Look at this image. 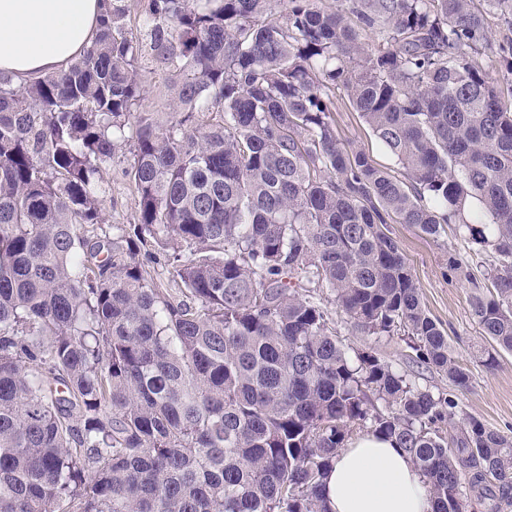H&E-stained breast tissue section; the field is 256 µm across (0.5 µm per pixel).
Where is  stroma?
Returning a JSON list of instances; mask_svg holds the SVG:
<instances>
[{
	"instance_id": "obj_1",
	"label": "stroma",
	"mask_w": 512,
	"mask_h": 512,
	"mask_svg": "<svg viewBox=\"0 0 512 512\" xmlns=\"http://www.w3.org/2000/svg\"><path fill=\"white\" fill-rule=\"evenodd\" d=\"M336 133L344 144L362 149L377 165L395 168V161L382 149L372 131L351 106L344 91L336 93ZM112 191L105 203L109 223H132L135 193L125 174L123 163L106 170ZM393 237L410 266L421 299L430 316L446 331L456 359L470 376V386L454 391L447 378L417 363L415 353L396 336L376 338L356 330L337 308L329 289H313L312 295L325 308L338 337L355 349L371 352L389 363L393 369L418 375L421 385L437 393H455L458 417H475L501 434L512 436V352H500L494 368H487L475 356L484 339L470 315L468 281L454 276L448 269L452 255L466 258L477 281H484L489 260L488 251L460 237L455 225H445L440 237L432 239L407 224H391Z\"/></svg>"
}]
</instances>
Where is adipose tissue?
I'll return each instance as SVG.
<instances>
[{
  "instance_id": "obj_1",
  "label": "adipose tissue",
  "mask_w": 512,
  "mask_h": 512,
  "mask_svg": "<svg viewBox=\"0 0 512 512\" xmlns=\"http://www.w3.org/2000/svg\"><path fill=\"white\" fill-rule=\"evenodd\" d=\"M100 0H0V74L16 84L68 68L98 30ZM332 512H431L423 479L373 434L340 451L325 480Z\"/></svg>"
}]
</instances>
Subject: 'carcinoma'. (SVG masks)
I'll return each mask as SVG.
<instances>
[{
  "mask_svg": "<svg viewBox=\"0 0 512 512\" xmlns=\"http://www.w3.org/2000/svg\"><path fill=\"white\" fill-rule=\"evenodd\" d=\"M347 2L138 0L164 123L140 110L128 0L66 71L0 76V512H330L362 432L409 455L432 512L512 508V436L473 417L445 435L453 398L336 339L302 293L466 390L387 233L456 224L495 257L487 292L449 259L491 342L476 356L512 351V46L485 27L512 0ZM338 87L401 176L340 146ZM127 153L134 223L112 225ZM156 247L187 300L140 262Z\"/></svg>",
  "mask_w": 512,
  "mask_h": 512,
  "instance_id": "cac0c4a2",
  "label": "carcinoma"
}]
</instances>
